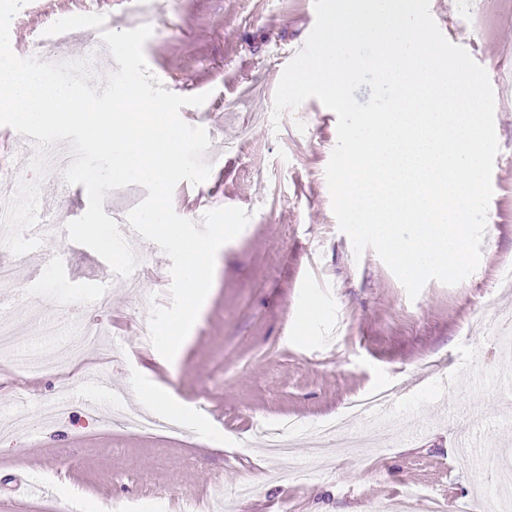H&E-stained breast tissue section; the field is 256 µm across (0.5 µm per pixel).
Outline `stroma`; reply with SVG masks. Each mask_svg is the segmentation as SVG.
Here are the masks:
<instances>
[{
	"instance_id": "obj_1",
	"label": "stroma",
	"mask_w": 512,
	"mask_h": 512,
	"mask_svg": "<svg viewBox=\"0 0 512 512\" xmlns=\"http://www.w3.org/2000/svg\"><path fill=\"white\" fill-rule=\"evenodd\" d=\"M430 13L450 41L465 40L492 84L512 67V0H477L459 14L448 0ZM152 0H27L10 29L13 52L30 57L33 33L62 23L79 36L74 56L92 51L117 64L100 33L109 17L150 24L144 46L165 89L207 94L190 117L213 135L204 183L180 182L174 208L201 215L240 207L251 219L220 248L211 290L174 360L140 340L146 298L170 306L171 261L153 248L143 291L118 288L107 262L59 231L84 214L83 186L59 194L52 176L41 203L55 215L35 262L45 283L16 273L14 346L0 359V512H58L76 500L84 512H376L395 500L425 512H497L512 484V376L495 336L473 328L512 311L499 284L512 263V90L497 96L500 152L478 269L448 286L428 282L416 299L374 250L355 257L337 225L326 167L337 117L310 98L273 121L274 93L297 46L316 23L314 0H173L153 19ZM111 303L97 315L96 298ZM101 318L104 338L70 369L81 380L108 370L103 389L121 392L111 412L76 398L45 424L43 404L61 398V377L30 379L25 359L70 345L83 322ZM397 388L389 404L397 427L388 443L364 441L370 419L347 420L348 402ZM150 413L177 423L148 435L125 423ZM299 420L305 431L335 420L343 447L332 470L294 478L305 449L285 459L266 451L264 431ZM251 484L242 497L238 489Z\"/></svg>"
}]
</instances>
